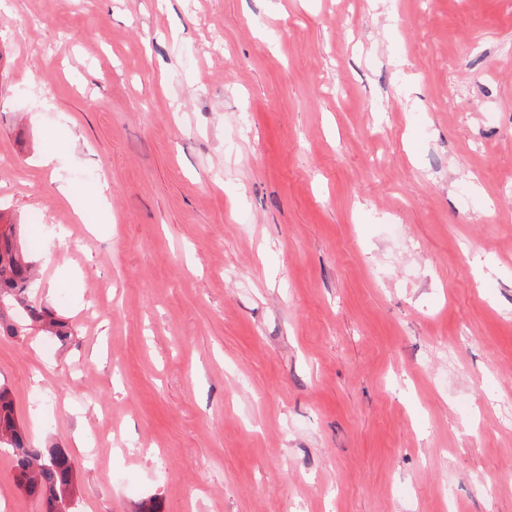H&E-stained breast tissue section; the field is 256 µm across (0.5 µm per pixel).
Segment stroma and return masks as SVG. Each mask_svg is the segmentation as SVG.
<instances>
[{"mask_svg": "<svg viewBox=\"0 0 512 512\" xmlns=\"http://www.w3.org/2000/svg\"><path fill=\"white\" fill-rule=\"evenodd\" d=\"M1 208L70 512H512V0H0ZM35 265L26 250L20 224L0 212V330L7 336H24L37 326L42 332L70 339L74 328L50 307L37 305L30 299ZM18 311V319H10L9 309Z\"/></svg>", "mask_w": 512, "mask_h": 512, "instance_id": "stroma-1", "label": "stroma"}]
</instances>
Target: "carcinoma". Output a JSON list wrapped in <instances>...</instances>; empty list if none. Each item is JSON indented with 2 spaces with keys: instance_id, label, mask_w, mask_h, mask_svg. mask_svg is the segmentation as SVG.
<instances>
[{
  "instance_id": "obj_1",
  "label": "carcinoma",
  "mask_w": 512,
  "mask_h": 512,
  "mask_svg": "<svg viewBox=\"0 0 512 512\" xmlns=\"http://www.w3.org/2000/svg\"><path fill=\"white\" fill-rule=\"evenodd\" d=\"M35 265L15 219L0 212V330L23 336L33 327L67 340L74 328L50 307L30 299ZM10 448L14 478L27 495L42 502L45 512H65L79 486L74 463L60 448L33 446L21 426L12 391L0 384V446Z\"/></svg>"
}]
</instances>
